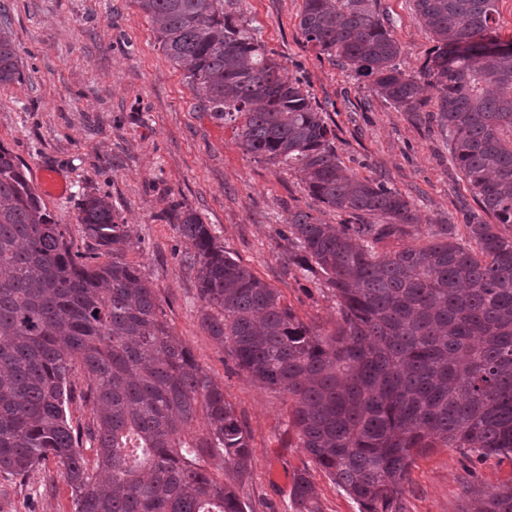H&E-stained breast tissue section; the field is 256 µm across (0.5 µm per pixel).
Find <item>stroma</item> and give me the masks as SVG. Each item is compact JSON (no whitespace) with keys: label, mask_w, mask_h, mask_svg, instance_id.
Wrapping results in <instances>:
<instances>
[{"label":"stroma","mask_w":512,"mask_h":512,"mask_svg":"<svg viewBox=\"0 0 512 512\" xmlns=\"http://www.w3.org/2000/svg\"><path fill=\"white\" fill-rule=\"evenodd\" d=\"M419 72L434 45L413 0H370ZM303 0H226L290 81L301 82L332 120L341 165L360 177L387 176L415 206L419 241L435 224L485 220L448 152L435 119L412 123L326 55L306 45ZM0 30L12 38L21 78L0 88V144L9 148L74 250L92 249L78 224L80 203L107 197L139 265L156 290L163 318L195 360L224 388L251 435L252 470L240 489L247 512H292L294 473L308 471L323 512L360 508L300 448L288 425L286 394L260 388L199 324L196 271L177 232L184 210L209 224L225 253L278 288L285 303L319 332L338 319L328 289L290 270L278 231L292 208L314 206L295 172L254 159L232 125L200 106L198 94L165 56L136 0H0ZM66 191L44 193L42 171ZM512 484V455L476 459L459 448L418 457L406 484V512H476L484 494ZM0 512H73L70 489L54 462L27 479L0 473Z\"/></svg>","instance_id":"stroma-1"}]
</instances>
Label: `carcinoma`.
Segmentation results:
<instances>
[{
  "label": "carcinoma",
  "instance_id": "obj_1",
  "mask_svg": "<svg viewBox=\"0 0 512 512\" xmlns=\"http://www.w3.org/2000/svg\"><path fill=\"white\" fill-rule=\"evenodd\" d=\"M137 2L204 109L236 123L244 151L295 170L345 217L326 224L290 210L279 231L288 267L333 291L339 319L324 335L185 214L178 231L192 249L201 329L260 387L288 394L300 447L360 512H405L410 468L430 448L511 454L512 49L485 46L499 41L497 0H414L434 41L417 74L401 66L369 0H303L305 42L411 121L428 105L424 86L435 91L455 167L495 219L464 225L465 242L441 224L427 242L389 253L383 243L417 230L414 205L380 179L345 172L310 92L282 78L224 0ZM19 79L0 33V87ZM78 223L109 262L73 251L67 225L0 144V472L23 479L54 458L75 512H247L248 429L125 259L126 225L112 204L87 195ZM77 367L94 405L93 468L66 414ZM216 451L222 481L210 470ZM290 497L294 512H321L306 471ZM478 512H512V485L489 491Z\"/></svg>",
  "mask_w": 512,
  "mask_h": 512
}]
</instances>
